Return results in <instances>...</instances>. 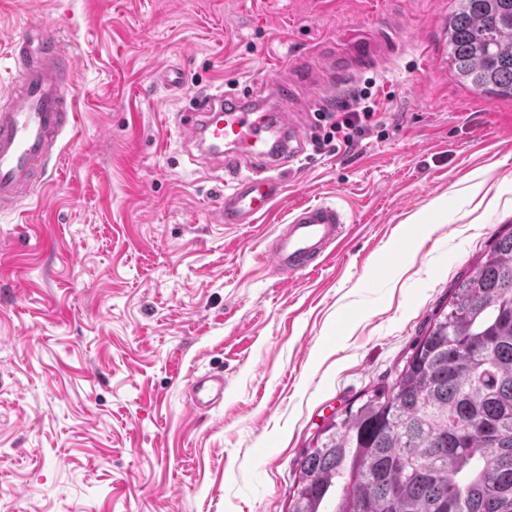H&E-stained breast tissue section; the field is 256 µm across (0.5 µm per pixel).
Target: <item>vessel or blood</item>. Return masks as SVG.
<instances>
[{
    "label": "vessel or blood",
    "instance_id": "obj_1",
    "mask_svg": "<svg viewBox=\"0 0 512 512\" xmlns=\"http://www.w3.org/2000/svg\"><path fill=\"white\" fill-rule=\"evenodd\" d=\"M59 40L35 35L14 44V78L0 103V213L17 212L44 184L47 161L59 151L63 132L75 122L72 79L61 63ZM295 86L268 78L264 88L239 98L222 88L198 95L184 128L205 153L235 154L224 170L219 219L224 224H255L283 192L276 169L303 152L300 126L290 120L286 102ZM347 238V226L335 206L303 204L275 236L271 260L279 272H311L331 256L330 248ZM224 398V379L200 376L191 394L193 407H209Z\"/></svg>",
    "mask_w": 512,
    "mask_h": 512
}]
</instances>
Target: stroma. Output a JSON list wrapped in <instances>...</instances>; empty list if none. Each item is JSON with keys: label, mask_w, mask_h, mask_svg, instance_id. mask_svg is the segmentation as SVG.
I'll return each instance as SVG.
<instances>
[{"label": "stroma", "mask_w": 512, "mask_h": 512, "mask_svg": "<svg viewBox=\"0 0 512 512\" xmlns=\"http://www.w3.org/2000/svg\"><path fill=\"white\" fill-rule=\"evenodd\" d=\"M448 0H0V91L28 28L76 58L77 122L23 214L0 215V512H289L305 449L392 382L460 274L512 231V101L441 55ZM387 51L351 149L284 170L267 218L216 219L223 173L183 135L198 93L285 59ZM175 70L183 88L160 78ZM300 203L350 232L283 279ZM224 399L187 400L199 374Z\"/></svg>", "instance_id": "35a3bbf8"}]
</instances>
